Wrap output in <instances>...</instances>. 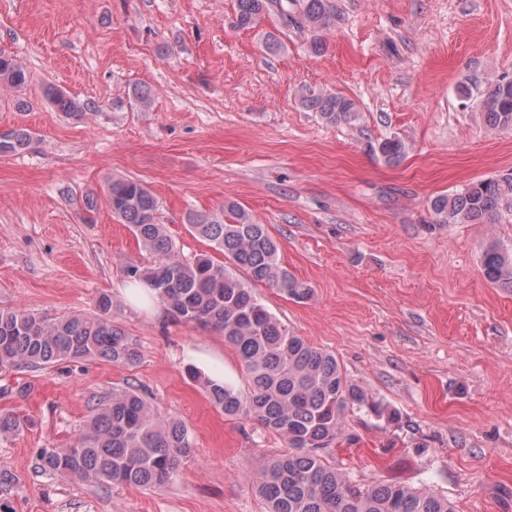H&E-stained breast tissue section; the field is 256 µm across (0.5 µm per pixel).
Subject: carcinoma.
Masks as SVG:
<instances>
[{
  "label": "carcinoma",
  "instance_id": "1",
  "mask_svg": "<svg viewBox=\"0 0 512 512\" xmlns=\"http://www.w3.org/2000/svg\"><path fill=\"white\" fill-rule=\"evenodd\" d=\"M237 24L251 28L279 0H236ZM300 25L313 33L335 17L331 0H299ZM29 76L24 65L0 50V85L18 91ZM45 96L62 112L84 107L48 87ZM479 107L493 129L512 130V80L502 75L479 93ZM303 105L330 125L359 117L355 102L338 94L301 93ZM33 132L13 127L0 135V154L30 147ZM388 163L406 153L394 136L379 143ZM106 205L128 225L138 243L153 254L148 267L132 266L128 275L155 295L180 321L220 330L234 349L247 377L248 390L199 371L190 377L202 385L209 403L229 417L257 421L287 442V450L260 468L255 490L266 512H456L445 497L389 480L363 487L353 483L324 456L341 434L348 410L365 409L387 422L399 415L370 398L343 374L336 357L286 328L255 295V287L275 288L298 303L311 299L309 282L282 265L279 244L267 225L256 223L235 204L228 217L191 214L194 234L206 240L229 264L208 253L191 261L177 255L164 225L158 200L139 180L117 178L108 185ZM441 224L492 221L512 205V175L474 182L430 201ZM486 279L512 288V252L496 244L482 254ZM141 356L138 340L112 321V298L103 294L93 314L50 318L25 309L0 308V371L41 368L59 362L107 360L133 366ZM26 426L13 412L0 413V440ZM194 447L187 425L159 415L141 390L129 384L98 400L84 427L66 448H43L39 472L60 475L98 489L134 486L161 489L173 483L182 458Z\"/></svg>",
  "mask_w": 512,
  "mask_h": 512
}]
</instances>
